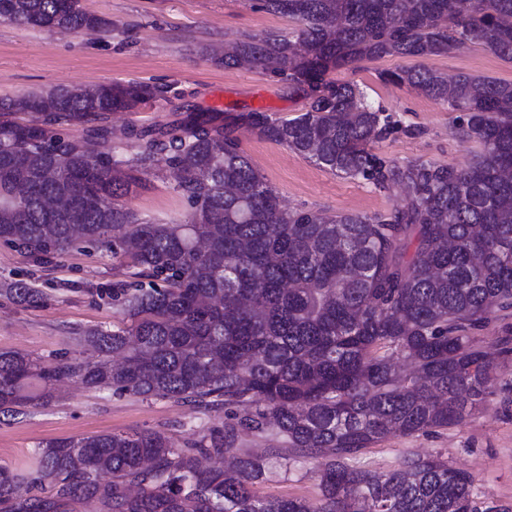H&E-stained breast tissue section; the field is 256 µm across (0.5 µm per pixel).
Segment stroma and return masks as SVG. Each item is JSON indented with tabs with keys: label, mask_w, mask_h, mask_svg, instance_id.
I'll list each match as a JSON object with an SVG mask.
<instances>
[{
	"label": "stroma",
	"mask_w": 512,
	"mask_h": 512,
	"mask_svg": "<svg viewBox=\"0 0 512 512\" xmlns=\"http://www.w3.org/2000/svg\"><path fill=\"white\" fill-rule=\"evenodd\" d=\"M83 8L110 20L107 36L93 38L0 21V99L53 87L143 81L173 85L187 100L205 107L263 108L281 116L302 107L272 78L246 68L227 69L214 58L227 43L269 30H288L293 21L256 9L253 0H81ZM426 66L450 75L512 82V63L469 45L426 59ZM391 58L365 61L335 71V79L365 86L372 102L394 119L412 126L376 144L377 153L398 162L421 159L461 167L476 158L477 146L463 137L456 113L404 87L382 82L381 71L396 67ZM241 146L251 164L276 191L282 205L329 214L388 212L403 204L399 187L377 190L361 181L328 173L286 146L245 131ZM124 202L133 211L159 218L189 213L187 202L169 182L150 177ZM125 266L96 248L72 249L51 262L36 264L0 241V281L25 279L43 292L38 306L0 298V352L21 351L51 360L88 357L92 347L80 332L121 325L112 304V284L124 279ZM487 401L460 426L430 434L392 437L369 449L374 467L393 466L400 453H442L469 472L480 498L512 503V360L491 378ZM223 413L168 399L145 400L87 387L77 380L59 383L52 400L19 416L0 415V465L25 466L44 441L101 433L159 431L176 447L197 439L203 428L222 422ZM269 457L261 496L317 499L312 464L285 472Z\"/></svg>",
	"instance_id": "1"
}]
</instances>
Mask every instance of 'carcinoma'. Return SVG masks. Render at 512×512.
I'll list each match as a JSON object with an SVG mask.
<instances>
[{
    "instance_id": "cac0c4a2",
    "label": "carcinoma",
    "mask_w": 512,
    "mask_h": 512,
    "mask_svg": "<svg viewBox=\"0 0 512 512\" xmlns=\"http://www.w3.org/2000/svg\"><path fill=\"white\" fill-rule=\"evenodd\" d=\"M298 27L224 48V67L280 82L304 101L291 117L182 102L177 119L129 124L113 112L168 99L166 84L60 87L0 100V241L44 263L100 245L131 273L112 284L123 325L88 330L97 361L50 365L0 352V413L16 415L60 379L144 399L224 412V423L177 448L158 431L53 439L25 471L0 466V512H512L481 501L472 476L442 456L403 452L375 469L367 450L393 435L461 425L512 354L473 330L512 309V83L424 64L380 73L458 112L480 149L466 167L397 162L374 153L400 123L333 71L385 57L429 58L468 44L512 61V0H258ZM0 19L53 20L88 36L112 23L81 0H0ZM29 113L19 123L11 118ZM80 127L81 139L62 136ZM288 147L318 167L376 189L401 186L389 213L287 209L254 169L237 131ZM164 164L191 207L183 219L142 216L122 198ZM0 297L36 305L23 279ZM275 434L288 468L315 462L319 498L261 497L266 458L241 435ZM203 456L231 459L205 469ZM48 484L50 494L28 488Z\"/></svg>"
}]
</instances>
